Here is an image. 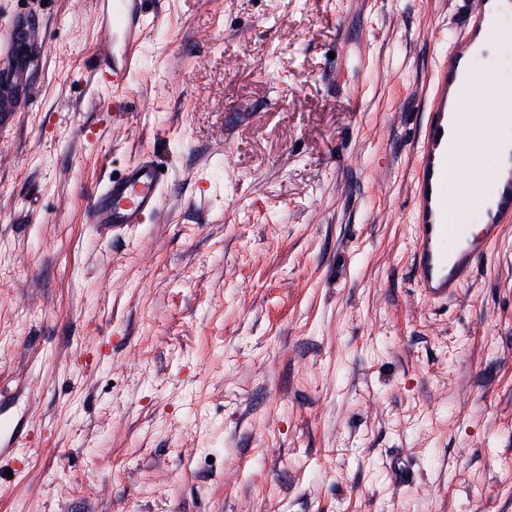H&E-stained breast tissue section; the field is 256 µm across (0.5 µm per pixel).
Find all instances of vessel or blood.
<instances>
[{
  "instance_id": "vessel-or-blood-1",
  "label": "vessel or blood",
  "mask_w": 512,
  "mask_h": 512,
  "mask_svg": "<svg viewBox=\"0 0 512 512\" xmlns=\"http://www.w3.org/2000/svg\"><path fill=\"white\" fill-rule=\"evenodd\" d=\"M512 0H472L465 29L434 75L433 98L423 129L415 180L413 275L427 300L453 297L469 280L478 261L512 225V91L489 85L488 107L469 108L478 89L476 65L489 44H512V29L499 21ZM136 0H112L105 30L121 34L125 58L110 70L113 87L122 86L135 62L140 37ZM479 129L468 146H461L462 125ZM509 135L494 136L495 128ZM497 162L479 175L475 168L485 150ZM163 175L151 154H142L117 180L92 189L84 203V223L117 232L143 223L162 205ZM476 213L480 223H463L464 214Z\"/></svg>"
}]
</instances>
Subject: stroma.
Returning a JSON list of instances; mask_svg holds the SVG:
<instances>
[{
    "label": "stroma",
    "instance_id": "35a3bbf8",
    "mask_svg": "<svg viewBox=\"0 0 512 512\" xmlns=\"http://www.w3.org/2000/svg\"><path fill=\"white\" fill-rule=\"evenodd\" d=\"M469 0H95L38 20L0 124V512H512V225L414 283L426 99ZM145 223L87 193L144 152ZM138 1L107 0V2H111L112 9L107 15L104 28L109 33L112 32V35L115 33L122 35L125 52L124 63L115 69L109 68V82L113 88H118L126 82L135 62L136 51L140 44V36L136 33L140 18ZM163 184L154 158L145 152L122 178H110L87 194L83 222L112 233L142 224L146 215L160 209Z\"/></svg>",
    "mask_w": 512,
    "mask_h": 512
}]
</instances>
